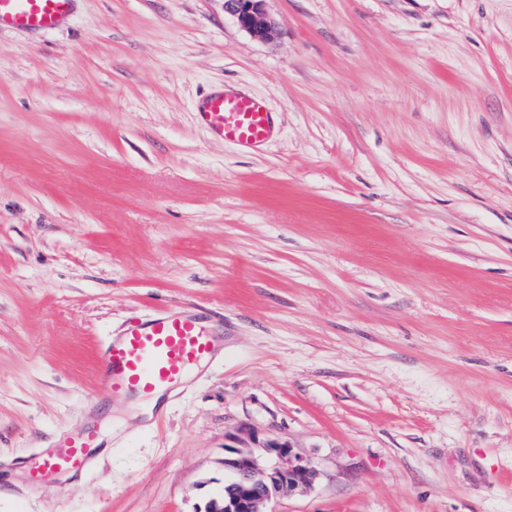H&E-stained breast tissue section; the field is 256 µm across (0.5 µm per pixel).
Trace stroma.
<instances>
[{
	"instance_id": "1",
	"label": "stroma",
	"mask_w": 512,
	"mask_h": 512,
	"mask_svg": "<svg viewBox=\"0 0 512 512\" xmlns=\"http://www.w3.org/2000/svg\"><path fill=\"white\" fill-rule=\"evenodd\" d=\"M265 6V41L224 0L0 29V512H200L253 431L319 472L275 512H512V0ZM216 89L271 140L214 138ZM173 305L217 356L150 421L99 403L102 344ZM198 115L213 136L243 149L263 145L273 133L272 112L245 95L213 92L200 102ZM97 436L93 430L79 437L61 434L59 442L46 452L39 464L29 470V479L39 483L58 472H81L89 466L87 448H97Z\"/></svg>"
}]
</instances>
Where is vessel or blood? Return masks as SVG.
<instances>
[{
    "label": "vessel or blood",
    "mask_w": 512,
    "mask_h": 512,
    "mask_svg": "<svg viewBox=\"0 0 512 512\" xmlns=\"http://www.w3.org/2000/svg\"><path fill=\"white\" fill-rule=\"evenodd\" d=\"M74 0H0V28L45 31L70 13ZM200 121L213 136L241 148L266 143L273 133V117L256 99L216 91L198 106ZM216 350V338L205 319L191 308H171L149 318L128 321L120 335L99 350L103 391L112 402L131 396L145 400L165 397ZM97 436L61 435L39 464L29 470L39 483L58 472H80L89 465L88 451Z\"/></svg>",
    "instance_id": "vessel-or-blood-1"
}]
</instances>
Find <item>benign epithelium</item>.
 I'll return each instance as SVG.
<instances>
[{
  "instance_id": "7a95c632",
  "label": "benign epithelium",
  "mask_w": 512,
  "mask_h": 512,
  "mask_svg": "<svg viewBox=\"0 0 512 512\" xmlns=\"http://www.w3.org/2000/svg\"><path fill=\"white\" fill-rule=\"evenodd\" d=\"M266 0H224V12L257 40L269 37L276 26L265 8ZM266 462L249 446L224 445V492L211 498L204 512H273L270 504L313 486L317 469L298 456L288 441L274 438L258 443Z\"/></svg>"
}]
</instances>
